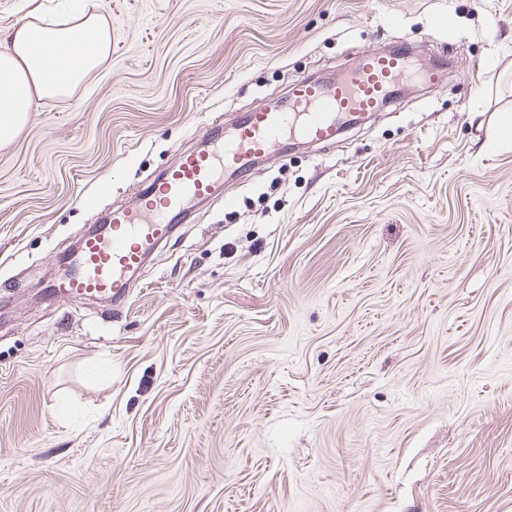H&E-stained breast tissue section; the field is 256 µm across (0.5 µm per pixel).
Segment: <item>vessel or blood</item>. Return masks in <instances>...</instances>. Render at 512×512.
Segmentation results:
<instances>
[{"label": "vessel or blood", "instance_id": "1", "mask_svg": "<svg viewBox=\"0 0 512 512\" xmlns=\"http://www.w3.org/2000/svg\"><path fill=\"white\" fill-rule=\"evenodd\" d=\"M446 72L442 62L414 72L409 51L400 46L366 51L354 70L335 80L295 86L284 109L247 112L228 130L208 131L205 146L183 154L134 204L113 209L109 224L84 239L52 292L70 300L105 294L114 304L126 303L134 275L175 224L212 199L226 179H247L260 160L285 153L292 140L335 141L342 126L363 122L404 78L414 74L438 86Z\"/></svg>", "mask_w": 512, "mask_h": 512}]
</instances>
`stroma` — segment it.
Returning <instances> with one entry per match:
<instances>
[{
  "label": "stroma",
  "mask_w": 512,
  "mask_h": 512,
  "mask_svg": "<svg viewBox=\"0 0 512 512\" xmlns=\"http://www.w3.org/2000/svg\"><path fill=\"white\" fill-rule=\"evenodd\" d=\"M102 3L0 147V512H512V0ZM395 45L445 86L225 183L123 306L51 292L208 124Z\"/></svg>",
  "instance_id": "1"
}]
</instances>
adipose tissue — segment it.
<instances>
[{"label":"adipose tissue","mask_w":512,"mask_h":512,"mask_svg":"<svg viewBox=\"0 0 512 512\" xmlns=\"http://www.w3.org/2000/svg\"><path fill=\"white\" fill-rule=\"evenodd\" d=\"M79 33L90 47L75 42ZM111 55L108 18L87 0L58 19L29 9L0 39V146L20 131L35 100L72 96Z\"/></svg>","instance_id":"1"}]
</instances>
